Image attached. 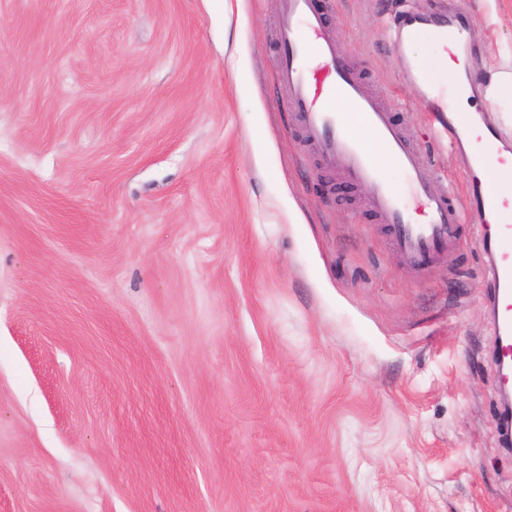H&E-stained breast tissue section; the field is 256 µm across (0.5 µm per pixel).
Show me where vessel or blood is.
<instances>
[{"mask_svg":"<svg viewBox=\"0 0 512 512\" xmlns=\"http://www.w3.org/2000/svg\"><path fill=\"white\" fill-rule=\"evenodd\" d=\"M422 34L435 43L452 42L467 59L479 49L469 35L467 12L459 5L429 18L404 10L392 28V37L400 44ZM278 44L281 78L290 90V107L305 139L323 161L367 191L406 261L418 266L452 251L465 219L481 224L478 242L487 256L495 314L497 383L499 389L511 392L512 206L503 200L496 183L505 154L512 153V127L495 120L490 112L472 115L452 106V98L484 94L467 72L435 74L424 63L401 58L402 75L428 102L435 131L446 136L455 164L468 178L460 194L436 187V176L424 157L409 145L390 113L365 91L360 76L346 64L341 47L323 35L313 0H282ZM340 101L355 111L383 148V157L374 156L351 134L344 114L336 108ZM390 165L403 174V186H393L388 179Z\"/></svg>","mask_w":512,"mask_h":512,"instance_id":"b4317fda","label":"vessel or blood"}]
</instances>
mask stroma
<instances>
[{"label":"stroma","instance_id":"35a3bbf8","mask_svg":"<svg viewBox=\"0 0 512 512\" xmlns=\"http://www.w3.org/2000/svg\"><path fill=\"white\" fill-rule=\"evenodd\" d=\"M512 125V0H461ZM449 186L395 0H314ZM279 0H0V512H512L476 246L409 266L288 110Z\"/></svg>","mask_w":512,"mask_h":512}]
</instances>
